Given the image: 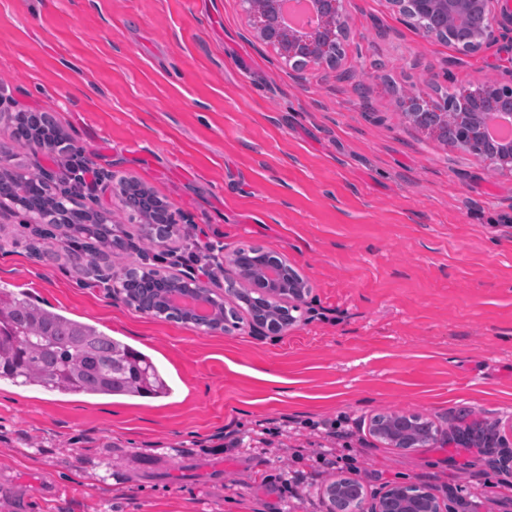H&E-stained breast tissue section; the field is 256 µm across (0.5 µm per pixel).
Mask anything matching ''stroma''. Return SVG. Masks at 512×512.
I'll list each match as a JSON object with an SVG mask.
<instances>
[{
	"label": "stroma",
	"instance_id": "obj_1",
	"mask_svg": "<svg viewBox=\"0 0 512 512\" xmlns=\"http://www.w3.org/2000/svg\"><path fill=\"white\" fill-rule=\"evenodd\" d=\"M336 67L297 73L248 31L240 0H0V143L14 112L52 113L69 147H16L9 170L100 177L82 203L119 247L99 266L180 271L197 225L219 257H287L311 292L288 333L196 332L113 299L69 259L39 260L0 217V284L150 356L166 398L62 396L0 380V512H325L320 451L369 493L430 485L452 512H512V176L411 125L404 95L512 80V26L465 56L387 0H346ZM136 178L179 232L148 259L116 186ZM414 413L438 441L401 451L372 420ZM336 443L314 423L338 415ZM305 481L297 497L289 472Z\"/></svg>",
	"mask_w": 512,
	"mask_h": 512
}]
</instances>
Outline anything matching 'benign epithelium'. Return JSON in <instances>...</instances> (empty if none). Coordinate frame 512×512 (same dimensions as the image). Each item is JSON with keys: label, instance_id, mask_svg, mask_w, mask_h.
I'll return each mask as SVG.
<instances>
[{"label": "benign epithelium", "instance_id": "1", "mask_svg": "<svg viewBox=\"0 0 512 512\" xmlns=\"http://www.w3.org/2000/svg\"><path fill=\"white\" fill-rule=\"evenodd\" d=\"M282 0H241L250 32L272 47L295 72L330 67L339 60L337 50L348 36L344 0H311L320 17L318 28L301 33L289 30L281 20ZM393 9L427 40L455 46L463 55L480 51L500 36L506 17L503 0H389ZM408 121L438 137L451 130L454 148L477 154L501 174L512 175V140L491 139L481 124L482 112L491 107L512 117V82L487 81L465 90L447 88L442 102L416 95L402 100ZM172 289L158 296L161 311L177 306L179 289L190 288L213 306L204 316L212 332L236 324V301L244 295L253 316L250 334L281 335L296 323L309 293L303 277L288 259L274 252L253 249L239 253L224 268L219 285L195 273H171ZM374 434L387 445L407 450L425 448L438 431L415 414H392L373 423ZM327 512H448V503L431 488L416 483H395L373 498L366 496L361 481L340 477L324 490Z\"/></svg>", "mask_w": 512, "mask_h": 512}]
</instances>
